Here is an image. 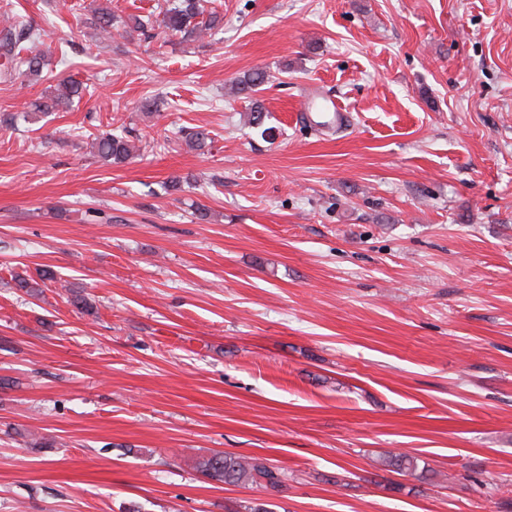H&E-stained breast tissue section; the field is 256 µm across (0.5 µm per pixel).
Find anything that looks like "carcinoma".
I'll use <instances>...</instances> for the list:
<instances>
[{
    "label": "carcinoma",
    "instance_id": "carcinoma-1",
    "mask_svg": "<svg viewBox=\"0 0 512 512\" xmlns=\"http://www.w3.org/2000/svg\"><path fill=\"white\" fill-rule=\"evenodd\" d=\"M208 0H175L159 12V18L129 16L125 19L115 15L110 6L94 10L93 24L101 38L112 36L119 22L130 32H138L146 39L158 37L156 29L166 36L177 37L183 42L198 41L208 32L221 26L223 17L214 9L207 8ZM37 35L32 26L22 18L7 20L0 27V49L12 53L9 61L0 70L3 81L22 83L39 81L49 61L46 54L34 49ZM268 78L262 71H255L236 81L238 91L251 98L249 123L263 124L266 113L257 99ZM79 83L63 78L59 80L51 95L38 105L42 112H54L71 106L74 98L80 97ZM186 144L195 150L208 146L210 138L201 130H190L183 136ZM92 149L102 161L110 164L127 163L137 157L136 147L124 133L106 132L96 137ZM382 464L396 473L414 474L428 469L420 467V459L408 454H395L383 458ZM196 469L205 477L227 485L256 483L272 492L283 487L284 472L256 457H243L233 453L214 452L196 460Z\"/></svg>",
    "mask_w": 512,
    "mask_h": 512
}]
</instances>
